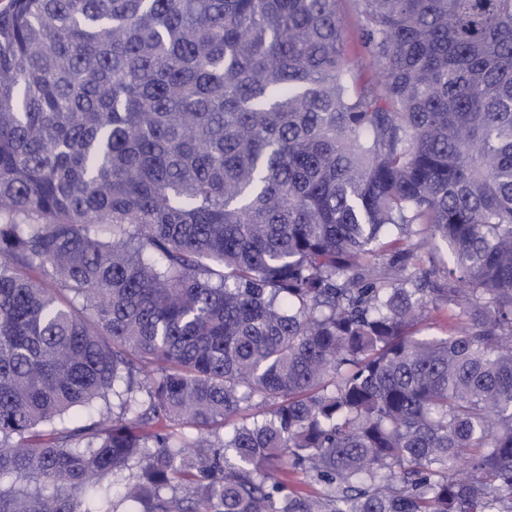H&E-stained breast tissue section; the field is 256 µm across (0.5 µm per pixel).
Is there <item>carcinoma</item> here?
<instances>
[{"label": "carcinoma", "instance_id": "1", "mask_svg": "<svg viewBox=\"0 0 512 512\" xmlns=\"http://www.w3.org/2000/svg\"><path fill=\"white\" fill-rule=\"evenodd\" d=\"M356 2L0 7V512H512V0ZM337 11L342 20L345 34L346 46L351 61L362 77L367 79L373 70L369 59L361 56L357 45V31L360 24V16L354 0H339ZM322 489V485L313 480L304 471H288V492L298 491L319 496Z\"/></svg>", "mask_w": 512, "mask_h": 512}]
</instances>
